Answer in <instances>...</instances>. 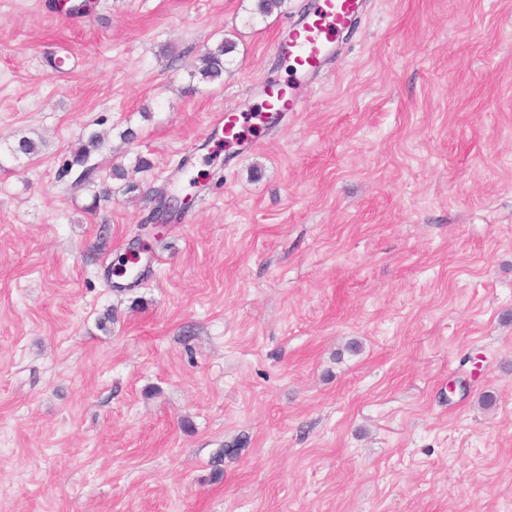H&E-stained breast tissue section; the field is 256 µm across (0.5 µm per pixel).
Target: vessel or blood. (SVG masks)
I'll list each match as a JSON object with an SVG mask.
<instances>
[{"label":"vessel or blood","instance_id":"vessel-or-blood-1","mask_svg":"<svg viewBox=\"0 0 512 512\" xmlns=\"http://www.w3.org/2000/svg\"><path fill=\"white\" fill-rule=\"evenodd\" d=\"M365 0H316L308 15H302L281 39L294 72L315 79L336 52V33L350 29L360 18Z\"/></svg>","mask_w":512,"mask_h":512}]
</instances>
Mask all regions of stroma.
I'll return each instance as SVG.
<instances>
[{"label":"stroma","instance_id":"stroma-1","mask_svg":"<svg viewBox=\"0 0 512 512\" xmlns=\"http://www.w3.org/2000/svg\"><path fill=\"white\" fill-rule=\"evenodd\" d=\"M310 3L0 0V512H512V0H367L312 82ZM235 50L236 43L228 38H224L212 48L206 49L199 57L194 69L189 73L190 81L186 86V92L191 94L197 92V84L193 83L195 80L198 83L221 81L224 77V65ZM102 145L103 138L100 133H90L86 140L83 141L75 151H73L71 157L65 161L60 170V176H69L73 172L74 168L77 170L80 169L81 171L76 184L89 183L94 170V167L89 165L91 156L99 151ZM186 201V197H180L170 191L163 192L155 200V218L159 220L166 218L169 221L174 214L180 212L185 207Z\"/></svg>","mask_w":512,"mask_h":512}]
</instances>
